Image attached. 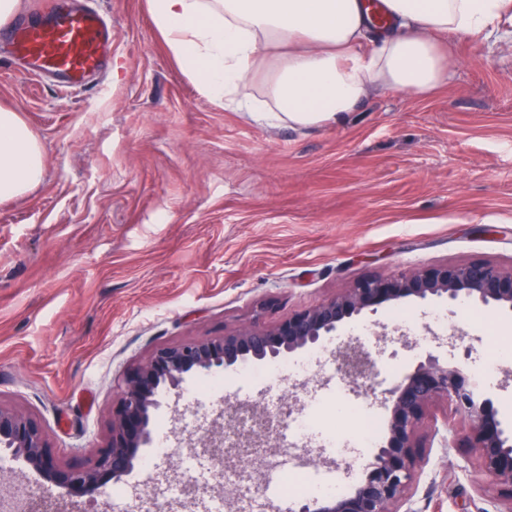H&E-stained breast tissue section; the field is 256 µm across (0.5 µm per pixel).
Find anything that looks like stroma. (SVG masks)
<instances>
[{
	"label": "stroma",
	"instance_id": "35a3bbf8",
	"mask_svg": "<svg viewBox=\"0 0 512 512\" xmlns=\"http://www.w3.org/2000/svg\"><path fill=\"white\" fill-rule=\"evenodd\" d=\"M112 22L101 76L63 92L21 70L0 44V107L17 111L43 147L42 182L0 201V404L38 419L63 465L108 439L125 374L155 348L243 325L270 326L369 276L487 261L512 269V36H444L455 56L435 95L383 92L346 122L272 125L209 101L167 53L147 0H86ZM512 337V314L435 298L347 321L338 340L286 357L336 362L337 342L362 344L405 374L426 355L481 388L512 423V361L491 363L486 323ZM189 377L156 413L152 484L135 470L116 488L127 503L169 497L180 475L197 490L191 512H297L269 487L283 447L345 483L371 449L340 453L326 436L276 437L259 481L234 484L190 448L218 407L293 412L361 403L379 418L381 390L335 374L282 386L223 371ZM209 394H202L204 385ZM208 396L214 410L197 411ZM469 423L447 400L418 427L415 479L397 512H512V494L477 471ZM22 460L0 454V493L40 485Z\"/></svg>",
	"mask_w": 512,
	"mask_h": 512
}]
</instances>
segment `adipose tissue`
Instances as JSON below:
<instances>
[{"mask_svg":"<svg viewBox=\"0 0 512 512\" xmlns=\"http://www.w3.org/2000/svg\"><path fill=\"white\" fill-rule=\"evenodd\" d=\"M148 0L165 48L210 100L222 102L267 68L268 119L291 127L344 121L375 91L429 95L453 65L434 40L495 30L512 0ZM43 152L19 113L0 108V200L43 176Z\"/></svg>","mask_w":512,"mask_h":512,"instance_id":"adipose-tissue-1","label":"adipose tissue"}]
</instances>
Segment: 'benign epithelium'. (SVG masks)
Returning a JSON list of instances; mask_svg holds the SVG:
<instances>
[{"instance_id":"obj_1","label":"benign epithelium","mask_w":512,"mask_h":512,"mask_svg":"<svg viewBox=\"0 0 512 512\" xmlns=\"http://www.w3.org/2000/svg\"><path fill=\"white\" fill-rule=\"evenodd\" d=\"M446 299L471 302L512 312V270L506 272L485 261L432 266L385 281L364 278L340 294L311 308L288 315L271 327L245 326L221 336L190 339L157 347L131 370L121 384L112 408L108 443L78 466H62L53 456L42 425L33 417L0 404V447L11 451L39 474L57 496L71 505L93 501L110 481L130 475L142 449L151 443L153 413L163 395L180 391L187 376L222 371L248 362L275 361L319 347L347 320L378 307L405 300ZM368 354L346 346L338 351L340 369L347 377H364ZM444 398L470 424L469 446L476 449L484 476L512 492V430L506 431L492 400L466 383L458 370L432 354L382 393L388 412L386 441L367 464L363 478L347 492L315 497L299 512H392L410 488L420 448L417 428L428 407ZM269 436L249 434L237 445L223 447L214 437L202 447L221 459L252 461V449Z\"/></svg>"}]
</instances>
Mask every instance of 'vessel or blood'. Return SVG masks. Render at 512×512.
Returning <instances> with one entry per match:
<instances>
[{
    "mask_svg": "<svg viewBox=\"0 0 512 512\" xmlns=\"http://www.w3.org/2000/svg\"><path fill=\"white\" fill-rule=\"evenodd\" d=\"M0 38L21 61L60 78L68 90L101 69L112 46V29L100 12L55 0L50 18L22 17Z\"/></svg>",
    "mask_w": 512,
    "mask_h": 512,
    "instance_id": "obj_1",
    "label": "vessel or blood"
}]
</instances>
